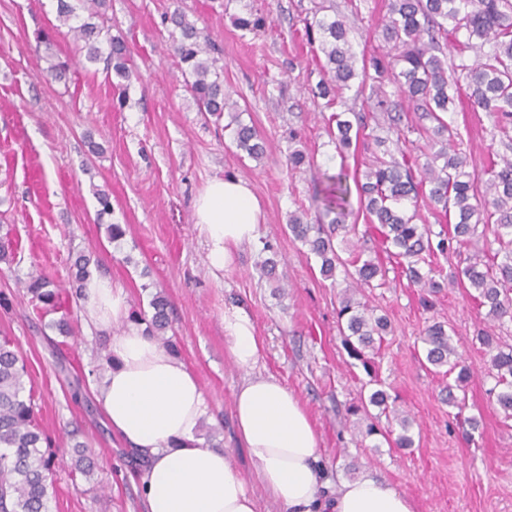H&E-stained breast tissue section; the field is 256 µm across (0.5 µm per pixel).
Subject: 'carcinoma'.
I'll return each instance as SVG.
<instances>
[{"label": "carcinoma", "mask_w": 512, "mask_h": 512, "mask_svg": "<svg viewBox=\"0 0 512 512\" xmlns=\"http://www.w3.org/2000/svg\"><path fill=\"white\" fill-rule=\"evenodd\" d=\"M105 5L106 0H57L56 11L86 61L104 62L106 73L117 79L113 87L119 90L123 106L131 77L130 53L122 38L110 35L104 23L95 22L103 15ZM164 23L169 25L171 47L185 64L183 73L198 111L218 119L228 116L224 129H232L236 147L251 158H259L262 138L254 126L241 121L237 103L224 94V81L213 57L215 47L207 35L178 8L164 16ZM236 26L243 31H258L266 26V18L251 12L236 18ZM304 29L307 39L318 44L324 56L318 90L328 104L343 102L344 91L358 82L356 94L370 91L374 111L386 115L388 130L399 143L405 138L401 114L383 90V85L390 83L414 112L411 130L427 136L438 147L423 163L417 156L403 152L398 158L385 149L383 155L374 157L361 179L349 178L347 170L340 168L329 177L322 199L326 224L311 223L304 211L289 215L288 230L321 260L324 278L335 279L339 266L354 268V272L347 273L351 282L341 291L338 311L348 354L366 362L365 351L375 350L387 329V321L369 314L367 306L356 298L358 289L373 286L381 273L380 264L365 257L363 251L346 262L334 243L337 231L345 228L354 191L385 249L403 261L412 282L431 294L442 284L431 277V268L428 275H423L420 265L430 264L428 258L436 254L467 246L479 226L492 229L493 240L487 248L463 258L460 275L478 293L479 305L488 308V316L511 319L512 160L505 159L501 164L491 161L485 170L488 178L479 184L476 175L466 171V158L452 151L459 133L448 121V113L463 94L472 105L494 114L500 141L512 142V0H390L382 29L390 49L362 59L360 66L345 20L317 6L312 18H304ZM450 44L456 50L451 60L446 53ZM470 50L478 51V58L471 59L467 55ZM371 119L377 116L354 112L346 119L336 114V130L330 136L340 159L346 158L355 139L369 138L378 148L386 144L387 139L368 132ZM439 160L442 165H435ZM421 198L440 207L449 218L448 227L436 232L430 224L415 223V207ZM50 285L34 275L24 282L27 293L46 311L59 307V292ZM151 307L153 314L146 332L165 347L169 343L165 297L155 296ZM479 340L491 352L490 376L495 385L490 393L505 417L512 418V349L498 348L490 336ZM420 342L427 363L456 374L454 383L446 388L448 405L463 408L465 398L456 391L465 390L471 371L445 324L427 326ZM25 376L27 368L19 352L9 340L1 339L0 512H47V475L55 451L50 436L35 423L33 394L23 395ZM393 414L400 431L396 434L391 428L388 434L395 435L397 447H412L409 417L397 409Z\"/></svg>", "instance_id": "obj_1"}]
</instances>
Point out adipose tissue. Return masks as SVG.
<instances>
[{"mask_svg":"<svg viewBox=\"0 0 512 512\" xmlns=\"http://www.w3.org/2000/svg\"><path fill=\"white\" fill-rule=\"evenodd\" d=\"M194 215L210 265L223 271L235 252L256 241L263 221L258 199L236 177L210 181ZM85 296L93 324L106 326L128 313L122 287L110 279L92 278ZM224 340L228 357L245 373L234 392L236 438L282 512H413L403 492L369 474L327 494L317 433L292 391L257 374L261 345L244 309H225ZM111 353L114 364L93 390L113 431L147 462L146 512H257L253 492L224 450L201 447L195 437L207 412L195 374L134 326L113 336Z\"/></svg>","mask_w":512,"mask_h":512,"instance_id":"1","label":"adipose tissue"}]
</instances>
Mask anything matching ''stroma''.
I'll list each match as a JSON object with an SVG mask.
<instances>
[{
  "instance_id": "stroma-1",
  "label": "stroma",
  "mask_w": 512,
  "mask_h": 512,
  "mask_svg": "<svg viewBox=\"0 0 512 512\" xmlns=\"http://www.w3.org/2000/svg\"><path fill=\"white\" fill-rule=\"evenodd\" d=\"M345 15L356 53L382 46L389 0H325ZM313 0H109L107 25L131 51L128 101L118 106L102 64L76 52L58 27L55 0H0V225L17 242L12 259L0 260V336L13 341L30 373L37 421L54 438L49 512H145L138 474L142 465L112 432L93 386L107 371L112 336L130 316L105 328L85 313L74 285L79 256L99 258V275L123 287L129 309L150 318V301H170L172 354L197 375L208 404L202 430L217 429L212 443L248 481L260 512H280L254 479L246 451L236 443L233 395L244 374L224 351V310L237 306L252 317L262 343L257 373L278 378L304 404L319 437L331 484L372 474L403 491L413 512H512V419L492 400L489 353L482 334L512 347V321L488 316L476 292L458 282V255L433 260L444 287L423 307V290L381 250L379 234L350 213L353 233H338L347 249L366 245L386 272L383 286L360 289L358 299L386 317L385 340L370 366L349 356L336 307L343 281L320 274L319 260L287 229L295 211L315 215L316 193L340 166L364 171L375 150L368 140L339 158L326 131L331 113L313 88L320 79L317 52L303 36ZM181 9L204 28L219 56L224 90L237 100L244 123L265 142L257 160L242 155L230 131L198 112L162 24ZM263 14L268 25L248 33L235 17ZM72 60L63 80L46 70L53 56ZM450 118L460 132L466 169L483 176L493 114L456 105ZM300 149L306 162L288 167ZM233 175L258 198L264 222L254 244L244 246L233 268L212 274L207 246L195 223L194 201L206 183ZM110 214L100 215L97 191ZM122 224L125 237L110 242L106 227ZM280 259L276 279L259 262ZM46 275L61 290L58 311H36L23 281ZM67 317L70 334L55 324ZM445 323L472 369L464 410L448 406L441 391L448 376L423 354L419 337ZM384 390L412 421L414 444L389 445L363 436L366 418L347 409ZM87 446L90 476L72 475L75 442Z\"/></svg>"
}]
</instances>
